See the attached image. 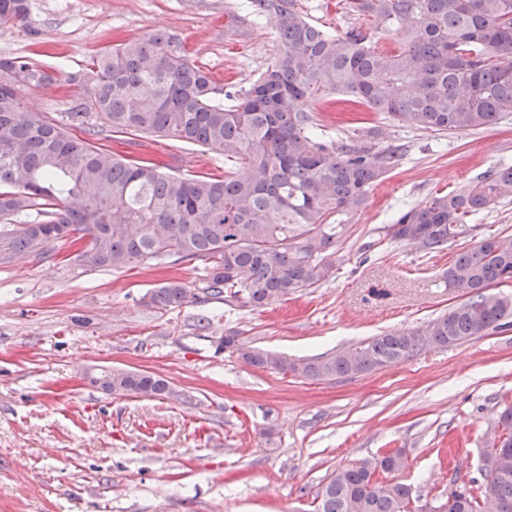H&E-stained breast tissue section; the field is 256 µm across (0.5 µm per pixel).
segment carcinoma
Segmentation results:
<instances>
[{
	"instance_id": "carcinoma-1",
	"label": "carcinoma",
	"mask_w": 512,
	"mask_h": 512,
	"mask_svg": "<svg viewBox=\"0 0 512 512\" xmlns=\"http://www.w3.org/2000/svg\"><path fill=\"white\" fill-rule=\"evenodd\" d=\"M273 22L280 51L246 87L226 90L193 64L176 38L153 33L90 54L69 76L88 101L66 108L71 124L91 117L113 133L145 134L224 153V178L184 177L145 160L117 156L69 135L59 121L23 103L21 91L60 81L28 56L0 57V254L51 255L97 267L133 269L168 257L206 263L204 294L261 309L336 279V247L352 210L405 155L374 151L369 127L354 140L314 132L305 103L340 94L405 128L439 133L478 130L512 117V0H344L343 8L406 33L394 51L371 46L367 31L330 35L296 0H252ZM29 0H0V24L23 25ZM512 197V165H496L468 184L436 193L383 227L384 238L428 253L472 234L474 216ZM33 211L34 224L14 217ZM445 287L469 294L422 328L380 334L320 357L291 360L248 345L235 331L220 349L283 375L332 380L397 365L417 354L412 340L446 347L512 318V236L489 235L462 248L442 272ZM197 294L172 280L145 294L157 311ZM167 380L112 374V392L165 396ZM396 454L334 471L314 512H500L512 506V457L486 483H471L453 503L412 509L411 487L380 481Z\"/></svg>"
}]
</instances>
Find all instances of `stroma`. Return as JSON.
I'll return each mask as SVG.
<instances>
[{"label":"stroma","instance_id":"35a3bbf8","mask_svg":"<svg viewBox=\"0 0 512 512\" xmlns=\"http://www.w3.org/2000/svg\"><path fill=\"white\" fill-rule=\"evenodd\" d=\"M297 6L328 33L363 26L377 48L400 44L340 0ZM153 32L175 36L193 63L240 87L280 50L250 0H32L27 25H0V56L58 70L59 83L23 94L57 119L79 98L65 78L90 53ZM306 109L326 135L353 134L344 104L315 99ZM379 126L376 148L401 145L405 156L355 214L335 280L268 307L205 296L167 312L142 305L171 280L197 288L201 260L131 270L35 253L0 261V512H312L336 469L395 450L406 465L390 480L424 501L478 477L498 416L512 406V326L337 380L285 377L217 348L238 331L261 349L316 357L425 326L465 300L439 285L460 243L429 254L380 242V229L435 191L511 164L512 119L444 134ZM94 141L185 176L224 173L223 154L204 146L109 131ZM105 370L161 376L173 393L106 392L91 382Z\"/></svg>","mask_w":512,"mask_h":512}]
</instances>
